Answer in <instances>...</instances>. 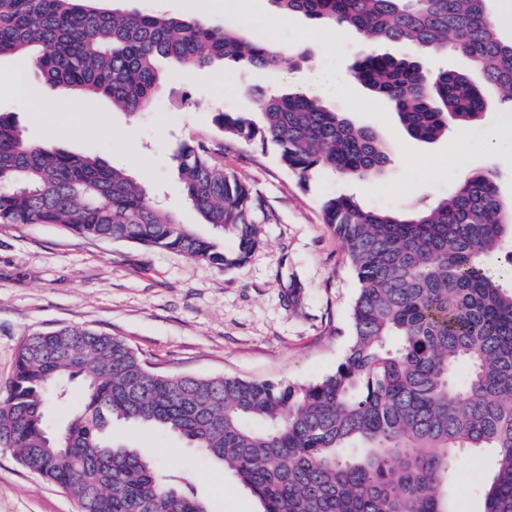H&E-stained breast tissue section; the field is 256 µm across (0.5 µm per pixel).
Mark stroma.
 Instances as JSON below:
<instances>
[{
    "label": "stroma",
    "instance_id": "stroma-1",
    "mask_svg": "<svg viewBox=\"0 0 512 512\" xmlns=\"http://www.w3.org/2000/svg\"><path fill=\"white\" fill-rule=\"evenodd\" d=\"M101 7L157 15H192L216 27L240 28L252 41L304 52L274 72L241 64L170 68L151 108L127 113L109 100L90 104L31 78L29 57L0 59V72L29 74L25 93L0 87V112L15 113L31 142L96 155L141 181L197 234L213 235L188 204L171 154L182 141L224 146L226 171L250 186L261 243L240 266L224 270L167 250L85 237L53 224L0 225V387L11 379L19 343L34 332L79 325L123 339L157 370L198 377L309 385L333 374L351 339L358 282L341 242L322 219L327 198L351 193L369 208L410 210L447 195L476 169L498 172L503 200L512 199V117L491 105L456 141L412 139L396 114L347 77L369 51L366 38L303 17L285 20L271 0H100ZM303 88L391 150L381 176L344 182L316 170L300 180L274 150L224 138L214 117L254 111L252 90ZM50 116L36 119L42 100ZM115 438L152 457L164 471H185L208 512H261L252 493L223 466L161 430L117 423ZM493 455L460 456L452 512H482L479 490ZM0 512H79L61 487L24 469L0 447Z\"/></svg>",
    "mask_w": 512,
    "mask_h": 512
}]
</instances>
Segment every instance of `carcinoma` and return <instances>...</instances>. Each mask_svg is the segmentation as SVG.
<instances>
[{"instance_id": "cac0c4a2", "label": "carcinoma", "mask_w": 512, "mask_h": 512, "mask_svg": "<svg viewBox=\"0 0 512 512\" xmlns=\"http://www.w3.org/2000/svg\"><path fill=\"white\" fill-rule=\"evenodd\" d=\"M488 0H273L282 13L358 31L385 47L349 77L387 103L413 139L431 142L484 115L490 92L512 112V39ZM404 47L410 56L392 49ZM467 57L480 75L426 67ZM26 54L46 83L106 98L125 112L151 107L159 60L202 69L216 60L277 71L292 55L235 27L120 12L91 0H0V57ZM260 122L220 112L224 135L276 147L302 180L327 169L347 181L391 164L372 130L301 90L254 91ZM172 161L205 223L236 249L180 223L135 178L101 157L27 140L0 113V224H60L87 237L176 252L220 268L259 244L249 187L216 149L184 141ZM323 221L341 241L359 291L353 339L336 372L308 386L156 371L126 341L88 327L32 334L0 391V447L29 472L68 491L81 512H207L192 481L162 478L151 458L112 438L136 423L185 440L233 471L261 512H448L453 463L491 451L484 512H512V204L497 175L474 171L422 209H368L332 196ZM81 404L61 430L50 402Z\"/></svg>"}]
</instances>
